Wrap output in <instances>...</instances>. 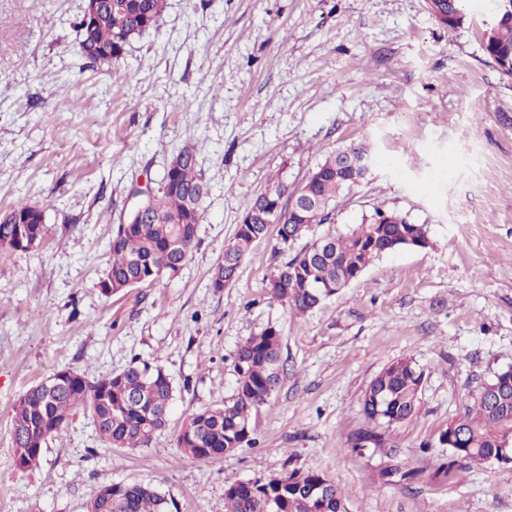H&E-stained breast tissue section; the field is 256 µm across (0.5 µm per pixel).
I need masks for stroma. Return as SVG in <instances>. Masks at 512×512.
I'll return each mask as SVG.
<instances>
[{
  "label": "stroma",
  "instance_id": "35a3bbf8",
  "mask_svg": "<svg viewBox=\"0 0 512 512\" xmlns=\"http://www.w3.org/2000/svg\"><path fill=\"white\" fill-rule=\"evenodd\" d=\"M84 3L0 0V213L20 199L45 213L38 248L0 249V512H86L100 487L133 482L172 512H224L229 485L292 469L325 474L348 512H512V464L438 473L449 420L512 367V80L482 49L491 0H466L453 31L426 0H166L109 64L80 52ZM362 144L375 162L323 223L289 251L256 243L213 288L247 200ZM187 145L209 185L192 256L104 296L114 229ZM378 207L426 225L429 246L376 259L304 314L271 297L291 251ZM271 325L283 373L252 414L255 444L196 460L177 446L184 420L234 395L239 346ZM136 357L175 386L151 447H106L81 411L38 467H16L21 394L57 368L93 379ZM401 358L424 373L415 416L353 450L365 390ZM389 465L419 477L386 481Z\"/></svg>",
  "mask_w": 512,
  "mask_h": 512
}]
</instances>
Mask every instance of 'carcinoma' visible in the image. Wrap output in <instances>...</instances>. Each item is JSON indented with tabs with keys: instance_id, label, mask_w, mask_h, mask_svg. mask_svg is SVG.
Returning <instances> with one entry per match:
<instances>
[{
	"instance_id": "carcinoma-1",
	"label": "carcinoma",
	"mask_w": 512,
	"mask_h": 512,
	"mask_svg": "<svg viewBox=\"0 0 512 512\" xmlns=\"http://www.w3.org/2000/svg\"><path fill=\"white\" fill-rule=\"evenodd\" d=\"M166 0H99L96 10L82 13L77 28L82 56L92 63L119 60L137 36L154 28ZM496 16L483 36L486 56L503 76L512 72V4L493 0ZM438 22L455 30L466 16L461 0H447ZM373 156L363 147L340 149L320 163L298 195L312 207L311 216L325 220L338 195L362 179ZM209 187L197 171L196 153L185 146L164 174L159 194L147 199L149 224L134 216L117 225L112 255L100 281L110 297L127 288L175 275L192 255L197 226ZM288 187L278 183L247 202L233 241L212 277L219 290L237 276L252 246L276 228L279 245L300 239L309 225L288 215ZM13 223L0 224V240L9 248L28 251L44 234L42 207L18 201L10 210ZM429 245L427 228L396 211L376 209L367 222L345 235L327 237L297 252L271 279L274 299L296 313H307L358 278L376 259L409 246ZM281 331L274 326L240 345L235 368V395L221 407L190 414L177 445L200 461L224 457L251 442L252 413L265 405L280 382ZM423 371L409 359L385 367L369 384L362 411L375 426L388 428L417 412ZM174 398L169 374L156 361L132 360L117 374L89 379L71 368L54 371L47 382L28 389L15 401L11 434L15 463L27 469L39 462L47 439L59 432L77 411L91 414L97 433L110 448H148L168 423ZM442 443L450 452L449 475L471 463L509 464L512 460V372H501L483 384L473 404L448 421ZM87 512H171L168 499L153 486L114 484L101 487L86 505ZM224 512H347L336 484L318 471L292 470L288 481L275 478L240 482L224 490Z\"/></svg>"
}]
</instances>
